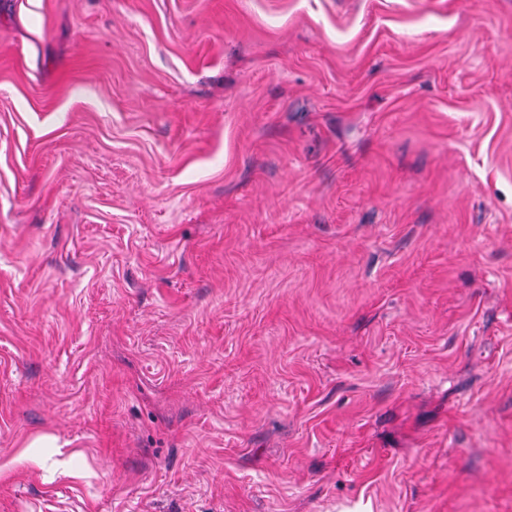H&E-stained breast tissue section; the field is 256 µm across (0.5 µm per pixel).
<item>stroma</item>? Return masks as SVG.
<instances>
[{
    "mask_svg": "<svg viewBox=\"0 0 512 512\" xmlns=\"http://www.w3.org/2000/svg\"><path fill=\"white\" fill-rule=\"evenodd\" d=\"M0 512H512V0H0Z\"/></svg>",
    "mask_w": 512,
    "mask_h": 512,
    "instance_id": "stroma-1",
    "label": "stroma"
}]
</instances>
